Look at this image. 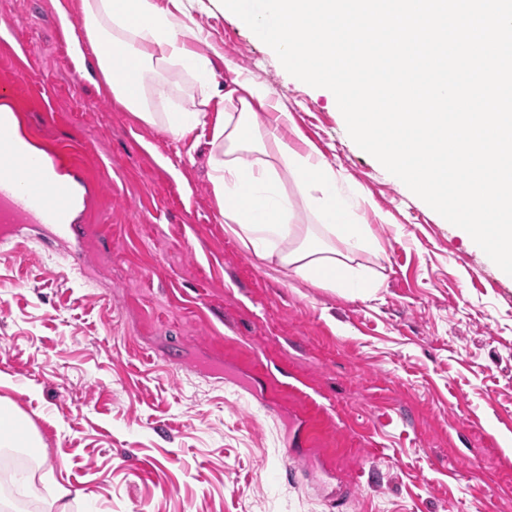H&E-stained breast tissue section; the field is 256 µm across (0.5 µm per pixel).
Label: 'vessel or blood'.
<instances>
[{
	"mask_svg": "<svg viewBox=\"0 0 512 512\" xmlns=\"http://www.w3.org/2000/svg\"><path fill=\"white\" fill-rule=\"evenodd\" d=\"M10 111L0 112V223L42 224L49 238L69 240L78 202L61 178L64 148L42 155L25 152L12 128Z\"/></svg>",
	"mask_w": 512,
	"mask_h": 512,
	"instance_id": "1",
	"label": "vessel or blood"
}]
</instances>
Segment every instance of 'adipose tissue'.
Segmentation results:
<instances>
[{
	"mask_svg": "<svg viewBox=\"0 0 512 512\" xmlns=\"http://www.w3.org/2000/svg\"><path fill=\"white\" fill-rule=\"evenodd\" d=\"M85 38L71 44L78 71L87 54L108 94L148 125L182 136L203 124L205 110L157 112L164 97L162 72L179 68L205 77L211 59L197 46L207 40L190 16L177 17L156 0H82ZM232 104L211 127L210 180L225 229L272 271L324 288L363 292L377 281L352 264L356 253L373 249L361 224L336 187V174L316 150L288 141L291 115L279 108L262 83L236 74L225 94ZM295 196H288L284 177ZM312 217L319 233H301L299 214Z\"/></svg>",
	"mask_w": 512,
	"mask_h": 512,
	"instance_id": "adipose-tissue-1",
	"label": "adipose tissue"
}]
</instances>
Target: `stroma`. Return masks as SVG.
<instances>
[{"label": "stroma", "instance_id": "35a3bbf8", "mask_svg": "<svg viewBox=\"0 0 512 512\" xmlns=\"http://www.w3.org/2000/svg\"><path fill=\"white\" fill-rule=\"evenodd\" d=\"M210 35L207 116L264 83L364 216L379 280L340 293L277 273L225 230L209 127L177 138L82 77L81 0H0V83L38 149L80 158L82 225L0 238V397L37 433L0 512H512V277L351 139L333 93L291 76L217 0H157ZM70 33H62L59 12ZM157 111L200 84L166 72Z\"/></svg>", "mask_w": 512, "mask_h": 512}]
</instances>
